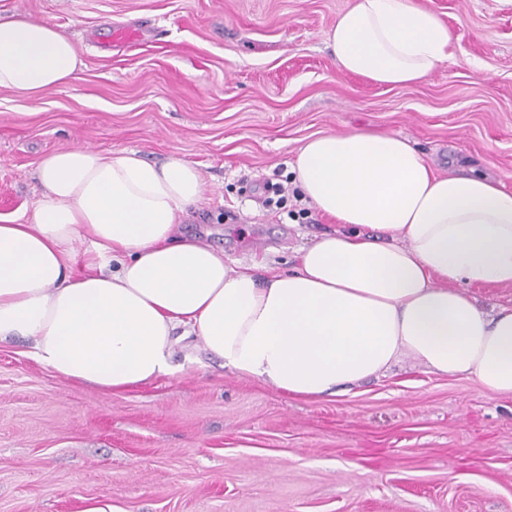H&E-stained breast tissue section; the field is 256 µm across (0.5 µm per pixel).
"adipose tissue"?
Wrapping results in <instances>:
<instances>
[{
    "mask_svg": "<svg viewBox=\"0 0 512 512\" xmlns=\"http://www.w3.org/2000/svg\"><path fill=\"white\" fill-rule=\"evenodd\" d=\"M451 41L414 0H352L327 33L342 71L380 85L424 79ZM80 64L57 26L0 20L1 89L35 98ZM290 172L341 229L300 247L292 270L260 274L174 240L203 197L193 165L134 149L48 156L29 221L0 217V345L31 342L60 378L111 393L169 374L180 328L294 398L339 395L405 357L512 395V306L487 312L466 292L512 285V190L475 171L437 174L408 140L362 131L307 140Z\"/></svg>",
    "mask_w": 512,
    "mask_h": 512,
    "instance_id": "1",
    "label": "adipose tissue"
}]
</instances>
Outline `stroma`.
Segmentation results:
<instances>
[{
  "mask_svg": "<svg viewBox=\"0 0 512 512\" xmlns=\"http://www.w3.org/2000/svg\"><path fill=\"white\" fill-rule=\"evenodd\" d=\"M453 34L423 81L340 71L326 33L350 0H0L73 40L77 79L0 89V215L26 222L38 163L80 145L195 164L201 217L179 234L285 270L337 230L301 214L290 165L311 136L409 139L437 171L465 161L512 186V0H416ZM139 39L116 41L119 31ZM286 187L281 208L264 182ZM110 393L0 346V512H512V396L405 359L319 401L237 376L200 344Z\"/></svg>",
  "mask_w": 512,
  "mask_h": 512,
  "instance_id": "stroma-1",
  "label": "stroma"
}]
</instances>
